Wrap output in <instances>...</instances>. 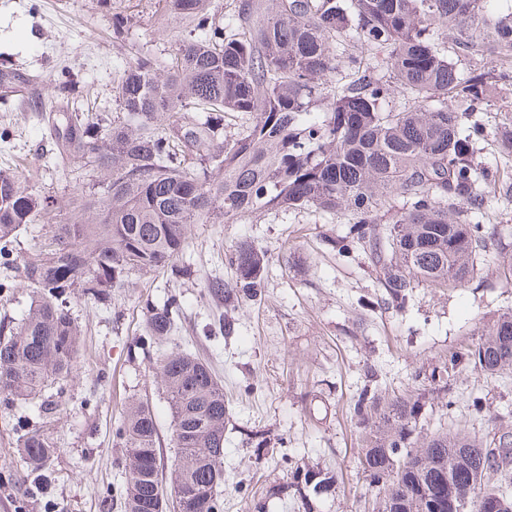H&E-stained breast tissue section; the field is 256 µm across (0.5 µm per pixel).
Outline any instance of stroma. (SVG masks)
<instances>
[{
    "instance_id": "obj_1",
    "label": "stroma",
    "mask_w": 512,
    "mask_h": 512,
    "mask_svg": "<svg viewBox=\"0 0 512 512\" xmlns=\"http://www.w3.org/2000/svg\"><path fill=\"white\" fill-rule=\"evenodd\" d=\"M0 0V66L36 76L32 84L47 112L64 107L60 82H70L85 106L111 104L127 62L126 45L157 57L181 37L177 20L159 0ZM129 20L125 41L112 36V13ZM54 148L38 114L21 112L16 101L0 100V167H13L55 207L27 225L11 244L7 272L14 286L0 295V336L20 325L33 293L25 264L47 253L58 225L68 219L66 201L74 187L94 183L97 174L76 162L69 175L47 165ZM353 216L322 217L307 209L257 212L224 224H194L177 259L190 276L172 280L163 271H130L113 289L111 306L69 298L82 329L77 375L56 395L52 417L38 400L0 405V469L21 477L29 471L17 452V420L44 433L58 453L49 465L42 495L28 499L26 512H44L45 500L60 512H101L104 492L123 480L122 450L112 430L125 405L144 399L159 428L161 456L172 465V416L157 374L164 355L187 351L211 362L224 383V481L218 488L223 512H370L372 497L357 467L366 431L352 406L367 380L384 397L413 390L425 397L420 434L439 429L483 433L512 431V372L491 379L461 365L449 394L433 391L423 374L455 352L468 349L478 333L512 311V287H504L494 261H486L483 284L413 291L406 311L388 309L363 256H341L329 241L343 235ZM251 241L267 253L260 300L240 304L232 316L235 333L210 335L206 328L223 308L202 298L208 279L231 278V246ZM177 296L182 317L171 336L147 349L136 344L145 333L147 305L162 306ZM456 403L446 407L447 395ZM482 397L485 409L473 416L466 400ZM300 467H315L337 478L330 493L301 505L288 486Z\"/></svg>"
}]
</instances>
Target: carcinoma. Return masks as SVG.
Here are the masks:
<instances>
[{
    "label": "carcinoma",
    "instance_id": "carcinoma-1",
    "mask_svg": "<svg viewBox=\"0 0 512 512\" xmlns=\"http://www.w3.org/2000/svg\"><path fill=\"white\" fill-rule=\"evenodd\" d=\"M185 36L160 60L131 49L113 88L118 112H52L53 163L80 159L99 173L98 189L75 190L68 222L44 258L24 267L34 286L21 325L0 337V403L29 400L70 378L80 357L79 324L64 303L75 287L103 304L131 270L171 269L192 224H221L257 211H349L336 239L342 253L365 256L385 305L403 311L413 289L459 288L478 277L486 257L512 285V227L482 224L488 197L512 198V181L482 165V145L512 161V119L492 128L477 116L491 92L512 81V13L489 0H160ZM478 56L464 77L449 53ZM31 80L8 67L0 91ZM240 115L248 125L227 128ZM54 207L19 172L0 168V265L10 264L18 231ZM235 278L211 279L203 298L224 309L262 296L265 255L242 240L228 253ZM83 280H78V277ZM171 297L148 310L146 336L167 337L179 317ZM485 377L512 370V312L481 331L466 352L432 370L437 391L461 363ZM159 374L178 449L163 484L156 416L130 401L113 437L123 448L125 481L102 498L124 512H154L159 494L173 512H221L214 482L224 480V386L195 355L171 353ZM421 398L385 399L365 387L353 405L369 429L358 468L375 492L374 512H430L483 472L481 492L512 484V433L438 431L416 441ZM18 448L32 471L56 453L28 430ZM424 455L436 465L415 471ZM310 487L295 475L292 496L329 491L335 476L316 470Z\"/></svg>",
    "mask_w": 512,
    "mask_h": 512
}]
</instances>
